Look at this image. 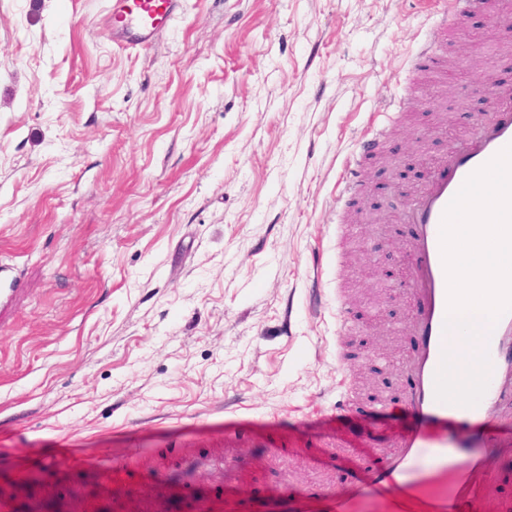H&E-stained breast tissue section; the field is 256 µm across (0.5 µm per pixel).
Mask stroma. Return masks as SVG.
I'll return each instance as SVG.
<instances>
[{"label": "stroma", "mask_w": 512, "mask_h": 512, "mask_svg": "<svg viewBox=\"0 0 512 512\" xmlns=\"http://www.w3.org/2000/svg\"><path fill=\"white\" fill-rule=\"evenodd\" d=\"M108 0H0V496L38 491L55 448L59 498L90 491L107 461L156 448H220L201 496L256 502L346 486L360 465L307 454L331 430L385 436L378 396L400 391L358 364L370 324L409 307L375 275L371 237L399 171L475 125L483 72L512 79V28L474 8L437 40L445 77H411L441 0H181L150 45L125 50ZM408 107L361 176L363 222L336 257L346 161L390 102ZM432 99L431 110L420 102ZM425 133V142L406 134ZM357 331L336 348V290ZM355 362L359 407L336 353ZM298 439L305 457L264 454Z\"/></svg>", "instance_id": "obj_1"}]
</instances>
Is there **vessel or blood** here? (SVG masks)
<instances>
[{
    "label": "vessel or blood",
    "mask_w": 512,
    "mask_h": 512,
    "mask_svg": "<svg viewBox=\"0 0 512 512\" xmlns=\"http://www.w3.org/2000/svg\"><path fill=\"white\" fill-rule=\"evenodd\" d=\"M479 0H448L437 13L432 37L413 55L415 73H434L443 65L434 53L435 38L445 37L448 25L461 22ZM180 0H112L108 12L120 46L134 48L162 33L177 17ZM386 128L361 137L351 155L350 177L342 193L357 197L366 185L359 179L364 162L381 151ZM512 144V92L497 94L480 123L454 138L437 156L409 207L399 216L409 227L405 246V296L412 312L404 323L418 344L398 357L396 369L404 380L397 398L376 407L392 417H412L407 428L393 429L387 440L391 452L376 459L364 480L345 492L319 496L307 490L265 502L262 512H512V500L498 494L501 467L512 457V312L502 315L490 335L477 340L474 350L487 351L491 371L487 389L473 406L438 401L435 380L450 336L448 288L440 246L444 212L465 180L506 146ZM167 464L153 471L151 484L166 486L160 502L164 512H239L238 500L215 494L199 503L195 486L202 459L170 448ZM50 458L40 496L20 505L0 499V512H125L120 497L88 499L75 494L63 500L55 493ZM153 492L139 499V512H155Z\"/></svg>",
    "instance_id": "obj_1"
}]
</instances>
